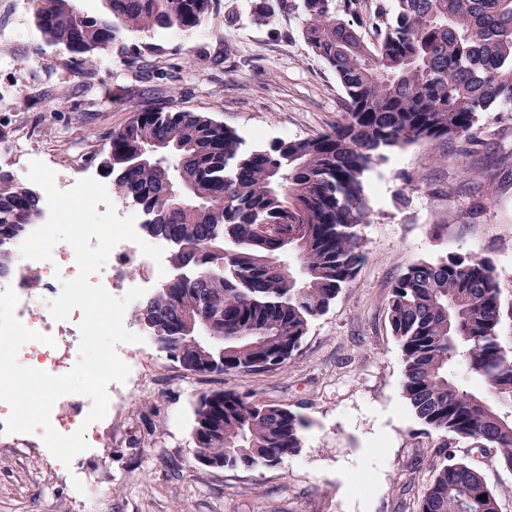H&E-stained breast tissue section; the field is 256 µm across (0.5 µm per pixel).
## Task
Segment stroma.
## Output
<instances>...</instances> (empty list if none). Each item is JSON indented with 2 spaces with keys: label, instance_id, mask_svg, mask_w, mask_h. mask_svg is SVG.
I'll return each mask as SVG.
<instances>
[{
  "label": "stroma",
  "instance_id": "obj_1",
  "mask_svg": "<svg viewBox=\"0 0 512 512\" xmlns=\"http://www.w3.org/2000/svg\"><path fill=\"white\" fill-rule=\"evenodd\" d=\"M222 3L189 34L120 33L85 68L47 43L30 0H0L8 34L0 168L27 182L14 154L20 142L67 181L110 184L102 161L135 108L207 113L250 149L334 127L344 91L301 37L300 0H284L264 23L254 19L257 0ZM364 184V259L283 368L192 374L145 338L133 354L137 397L113 410L109 447L65 466L38 448L0 447V512H80L75 480L91 467L104 480L91 512H413L443 438L425 431L402 396L404 361L387 301L412 263L473 253L493 261L501 300L512 306V107L482 113L471 141L389 152ZM222 389L303 417L299 453L257 470L195 465L193 403ZM378 437L384 452L374 460L368 449ZM455 450L483 474L501 512H512V470L496 450L463 441Z\"/></svg>",
  "mask_w": 512,
  "mask_h": 512
}]
</instances>
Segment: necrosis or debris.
<instances>
[{
	"label": "necrosis or debris",
	"instance_id": "1",
	"mask_svg": "<svg viewBox=\"0 0 512 512\" xmlns=\"http://www.w3.org/2000/svg\"><path fill=\"white\" fill-rule=\"evenodd\" d=\"M20 240H12L5 249L9 263L7 276H0V292L13 288L19 297L16 317L29 330L54 337L55 346L38 341L26 343L18 354L22 365L62 375L71 371L79 360L78 324L82 318L80 310H73L66 320H55L50 303L62 290V283L74 279L78 266L72 246L58 242L48 261L22 258ZM156 264L146 257L132 242L122 241L114 246L103 267L95 272L91 280L103 285L115 297H123L133 287L145 286L157 279ZM91 408L88 397L69 394L60 397L50 414V427L69 435L85 420Z\"/></svg>",
	"mask_w": 512,
	"mask_h": 512
}]
</instances>
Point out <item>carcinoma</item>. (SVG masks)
<instances>
[{
  "label": "carcinoma",
  "instance_id": "1",
  "mask_svg": "<svg viewBox=\"0 0 512 512\" xmlns=\"http://www.w3.org/2000/svg\"><path fill=\"white\" fill-rule=\"evenodd\" d=\"M35 0L47 41L81 65L125 30H195L222 0ZM302 37L344 89L332 130L246 151L236 132L212 116L178 108L134 111L112 134L105 167L112 191L151 218L146 229L170 244L194 272L166 283L134 309L175 363L199 373L198 351L176 339L183 311L226 336L252 340L224 356V372H269L298 350L362 261L357 227L367 223L364 175L393 149L469 141L479 117L512 103V0H383L363 15L358 0H302ZM180 171L199 200L178 204L166 182ZM44 207L41 194L0 169V250ZM293 236L283 254L279 238ZM224 245L217 259L208 248ZM281 261L292 275L275 273ZM504 315L492 261L450 254L410 265L395 281L387 318L404 361L402 395L426 430L491 447L512 469V357L497 328ZM463 364L480 389L459 383ZM308 423L287 405L214 390L194 403V458L224 466L274 467L302 448ZM415 512H489L498 501L476 468L442 444ZM486 498H481V495Z\"/></svg>",
  "mask_w": 512,
  "mask_h": 512
}]
</instances>
